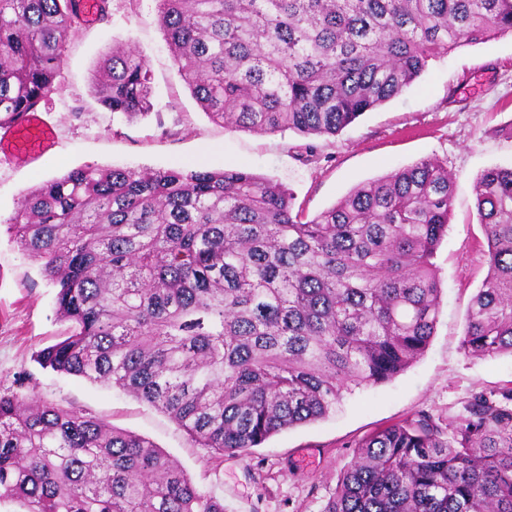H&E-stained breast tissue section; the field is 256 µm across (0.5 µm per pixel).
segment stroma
Masks as SVG:
<instances>
[{
    "instance_id": "35a3bbf8",
    "label": "stroma",
    "mask_w": 512,
    "mask_h": 512,
    "mask_svg": "<svg viewBox=\"0 0 512 512\" xmlns=\"http://www.w3.org/2000/svg\"><path fill=\"white\" fill-rule=\"evenodd\" d=\"M116 43L135 47L151 71L155 110L128 119L93 98L89 77ZM38 110L52 125L48 153L0 159V390H21L83 409L149 437L225 512H322L358 443L393 423L430 415L444 423L475 395L512 388V357H469L467 307L487 273L473 185L490 166L512 165V34L458 47L432 61L401 96L335 137L224 127L198 107L174 67L154 0H107V15L68 39L54 87ZM433 156L455 179L448 235L433 262L441 313L424 355L391 382L355 390L336 414L283 430L261 447L213 458L166 416L109 387L42 369L35 355L60 340L56 290L7 231L22 196L75 167L221 169L239 166L286 186L311 218L361 183Z\"/></svg>"
}]
</instances>
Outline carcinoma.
<instances>
[{
    "label": "carcinoma",
    "instance_id": "carcinoma-1",
    "mask_svg": "<svg viewBox=\"0 0 512 512\" xmlns=\"http://www.w3.org/2000/svg\"><path fill=\"white\" fill-rule=\"evenodd\" d=\"M173 64L213 121L336 136L431 61L512 32V0H157ZM76 0H0V126L53 88ZM97 102L154 112L151 72L114 46ZM487 275L461 346L512 356V166L477 178ZM453 180L436 158L356 186L312 219L245 168L72 169L8 224L71 323L44 369L117 388L221 459L326 418L422 356L441 309L433 258ZM19 512H224L150 439L0 392V503ZM322 512H512V388L448 429L429 415L358 445Z\"/></svg>",
    "mask_w": 512,
    "mask_h": 512
}]
</instances>
